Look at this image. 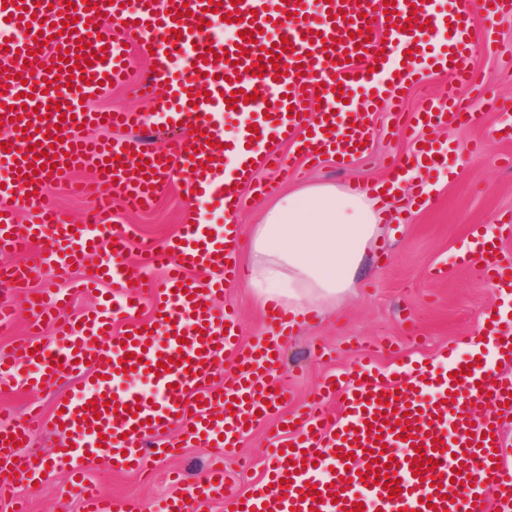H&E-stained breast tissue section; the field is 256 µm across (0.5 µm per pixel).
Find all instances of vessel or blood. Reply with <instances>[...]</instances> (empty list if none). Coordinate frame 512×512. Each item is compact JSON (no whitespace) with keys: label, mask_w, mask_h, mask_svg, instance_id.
I'll return each mask as SVG.
<instances>
[{"label":"vessel or blood","mask_w":512,"mask_h":512,"mask_svg":"<svg viewBox=\"0 0 512 512\" xmlns=\"http://www.w3.org/2000/svg\"><path fill=\"white\" fill-rule=\"evenodd\" d=\"M103 14L98 33L82 24L91 15L85 0H0V21L23 28L25 40L0 36V249L35 242L27 264L11 268L14 289L26 288L39 272L42 254H62L60 276L87 256L102 257V271L91 284L104 283L108 296L100 310L88 312L78 326L60 322L72 292L48 282L29 301L35 326H53L54 347L20 343V363L0 368V380L18 386H70L44 415L0 423V494L13 488L11 477H36L37 465L18 446L47 426L65 431L54 464L69 474L83 512H129V502L85 484L91 455L105 450L117 470H144L148 457L165 458L201 442L233 452L260 418L280 416L283 431L273 446V461L263 481L273 494L232 491L224 470L211 465L185 495L153 505L151 512H210L212 505L236 506L242 512H473L486 489H495L500 505L512 504V465L502 450V417L512 415V380H495L490 360L512 364V328L485 318L482 343L492 358L444 355L441 364L404 362L396 373L383 371L372 357L352 370L324 381L323 397L336 400L335 413L312 406L281 416L284 397L275 377L278 354L292 336L288 314L275 303L264 310L276 324L270 336L249 343L239 340L236 312L218 311L212 297L224 284L241 279L235 259L239 227L231 219L246 199L242 186L252 184L259 170L280 166V144H292L312 161L326 155L341 163L364 157L371 141L369 111L378 103L399 107V90L407 82L422 83L434 75L448 79L443 100L423 99L406 128L419 148L402 162L403 172L437 167V151L426 131L438 124H463L464 106L456 95L471 84L470 27L474 10L489 15L512 12V0H396L385 13L383 0H221L218 12L204 11L201 0H97ZM190 15H182V8ZM230 24L240 40L213 37V28ZM180 38H172V31ZM253 40H244L245 32ZM103 51L73 71L63 59L83 48ZM147 56L153 70L137 81L152 99L153 109L141 112H90L85 98L103 93L104 82L121 84L128 74L127 50ZM278 57V68L252 75L260 56ZM49 61L33 71L34 58ZM84 77L75 91L66 84ZM61 80L58 94H49L51 80ZM31 100H23L26 87ZM250 95L249 103L231 106V91ZM72 117L62 120L63 109ZM48 119H39L40 110ZM237 112L245 121L232 141L224 139V115ZM32 133H25V126ZM160 125L181 129L186 146L163 152L142 139L101 143L84 136L89 127L140 131ZM43 152L34 169L30 150ZM94 166L97 181L125 203L150 210L157 196L179 179L188 204L210 199L223 204L229 223L223 238L209 225L189 217L167 242L165 250L143 245L140 264L159 267L163 276L133 284L124 270L127 239L110 224L107 205H100L90 224H73L46 202L52 184H72L76 171ZM38 209L37 223L18 226L16 212ZM459 261L478 265L495 293L512 301V254L494 237L475 235ZM125 327L116 332L115 320ZM231 356L235 372L217 381V361ZM169 358L159 369L160 358ZM147 373L154 395L132 386L119 387L125 368ZM116 406L105 405V396ZM483 416H474L473 406ZM406 422L404 435L391 426ZM179 425V436L165 431ZM383 442L395 464L384 468L373 454ZM338 451L335 471L325 474L318 455ZM435 459L436 468L415 474L418 454ZM441 485H434V476ZM400 483L390 496L385 482Z\"/></svg>","instance_id":"vessel-or-blood-1"}]
</instances>
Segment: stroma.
Segmentation results:
<instances>
[{
	"label": "stroma",
	"mask_w": 512,
	"mask_h": 512,
	"mask_svg": "<svg viewBox=\"0 0 512 512\" xmlns=\"http://www.w3.org/2000/svg\"><path fill=\"white\" fill-rule=\"evenodd\" d=\"M472 26L475 85L466 95L475 101L474 119L464 126L437 127L436 139L448 151L447 168L421 171L403 181L400 194L382 208L364 273L335 305L312 308L296 318L294 334L281 350L279 380L286 392L285 410L311 403L322 379L350 369L366 344H382L375 362L384 370L407 357L437 362L449 343L475 335L482 319L495 308L496 297L477 267L456 265L455 257L475 227L491 230L512 217V138L497 134L498 128L512 125V13L493 19L478 13ZM372 130L368 157L343 168L331 156L315 164L306 162L292 145H281L284 162L291 167L288 176L262 171L258 180L274 183V192L243 189L248 207L235 218L244 243L239 261H247V243L277 196L304 185L331 183L347 190L388 180L413 146L402 137L388 109L375 112ZM188 209L170 186L147 213H130L113 203L112 221L133 226L127 251L132 257L141 242L165 245ZM437 264L448 268L440 281L428 276ZM213 304L238 311L243 341L266 334L263 302L247 282L225 286ZM59 393L56 386L7 385L0 389V417L23 413L33 402L52 412ZM277 426L274 418L260 423L242 438L235 457L225 459L224 472L239 492H250L260 481L270 463V441ZM60 441V435L50 430L32 439L47 471L39 485L15 483L17 492L28 499L30 512H79L66 476L51 466ZM214 454V449L197 445L177 458L149 459L147 465L155 472L149 480L135 472L113 471L103 455L93 461L89 472L103 490L145 508L171 494L168 472H182L186 483H196Z\"/></svg>",
	"instance_id": "1"
}]
</instances>
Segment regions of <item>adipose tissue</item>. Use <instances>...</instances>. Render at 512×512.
Wrapping results in <instances>:
<instances>
[{"label": "adipose tissue", "mask_w": 512, "mask_h": 512, "mask_svg": "<svg viewBox=\"0 0 512 512\" xmlns=\"http://www.w3.org/2000/svg\"><path fill=\"white\" fill-rule=\"evenodd\" d=\"M379 220L364 191L317 185L280 197L254 231L250 287L298 313L333 302L364 265Z\"/></svg>", "instance_id": "ef3b65f1"}]
</instances>
